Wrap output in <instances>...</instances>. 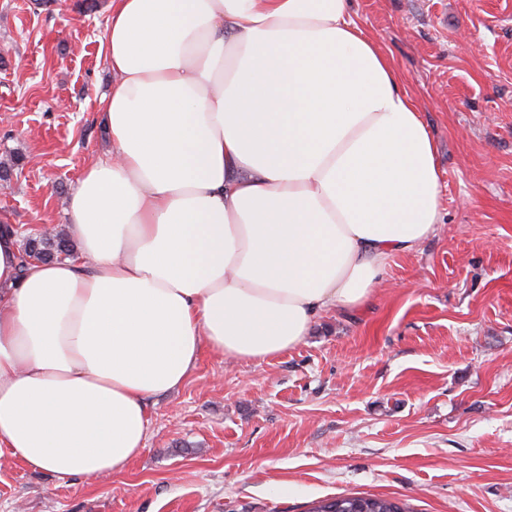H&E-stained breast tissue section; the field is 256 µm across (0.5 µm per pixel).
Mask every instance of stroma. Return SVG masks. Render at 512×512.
<instances>
[{"label": "stroma", "instance_id": "obj_1", "mask_svg": "<svg viewBox=\"0 0 512 512\" xmlns=\"http://www.w3.org/2000/svg\"><path fill=\"white\" fill-rule=\"evenodd\" d=\"M0 0V224L68 227L64 200L108 148L97 100L107 0ZM436 145L441 222L361 309L293 349L203 351L150 398L117 476L0 457V512H309L386 496L411 512H512V0H353Z\"/></svg>", "mask_w": 512, "mask_h": 512}]
</instances>
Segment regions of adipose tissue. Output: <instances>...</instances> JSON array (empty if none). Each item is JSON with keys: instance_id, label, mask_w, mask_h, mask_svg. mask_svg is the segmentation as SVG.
Segmentation results:
<instances>
[{"instance_id": "1", "label": "adipose tissue", "mask_w": 512, "mask_h": 512, "mask_svg": "<svg viewBox=\"0 0 512 512\" xmlns=\"http://www.w3.org/2000/svg\"><path fill=\"white\" fill-rule=\"evenodd\" d=\"M352 0H110L76 258L0 227V449L123 473L202 348L288 351L440 222L433 137Z\"/></svg>"}]
</instances>
